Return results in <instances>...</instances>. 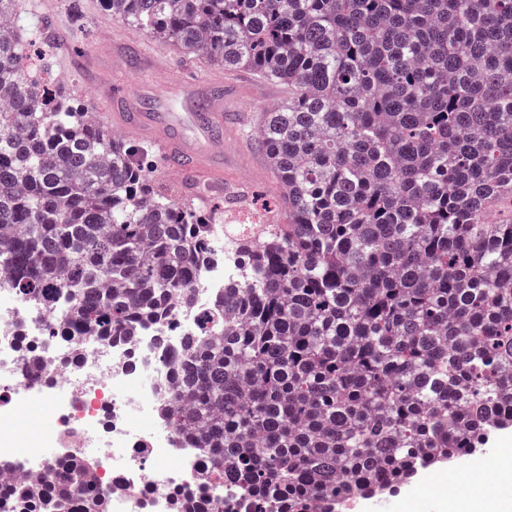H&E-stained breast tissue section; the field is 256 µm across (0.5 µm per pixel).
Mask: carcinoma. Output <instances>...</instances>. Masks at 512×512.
Masks as SVG:
<instances>
[{
  "instance_id": "cac0c4a2",
  "label": "carcinoma",
  "mask_w": 512,
  "mask_h": 512,
  "mask_svg": "<svg viewBox=\"0 0 512 512\" xmlns=\"http://www.w3.org/2000/svg\"><path fill=\"white\" fill-rule=\"evenodd\" d=\"M0 0V289L47 336L125 342L205 286L224 203L153 180ZM112 18L288 87L257 143L284 220L185 338L161 415L222 512H338L512 430V0H101ZM73 458L3 494L109 512ZM175 512H215L205 493Z\"/></svg>"
}]
</instances>
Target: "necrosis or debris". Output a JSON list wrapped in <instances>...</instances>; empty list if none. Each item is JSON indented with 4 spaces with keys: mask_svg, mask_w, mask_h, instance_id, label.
Returning <instances> with one entry per match:
<instances>
[{
    "mask_svg": "<svg viewBox=\"0 0 512 512\" xmlns=\"http://www.w3.org/2000/svg\"><path fill=\"white\" fill-rule=\"evenodd\" d=\"M238 234L224 229V254L211 263L207 283L191 299L174 297L173 316L162 327L146 325L131 341L108 345L96 337L76 346L68 340H44L52 318L42 306L27 302L11 289H0V392L6 408L37 397L45 415L57 421L56 451L26 448L28 427L0 425V465L7 476L43 480L71 455L89 456L96 466L101 495L112 512H171L175 497L191 493L205 468L198 449L180 437L159 412L161 399L174 387L176 355L185 336L198 332L200 315L211 298L224 290L235 269ZM43 364L39 378L24 372L29 358ZM147 420L139 427L137 418ZM127 490L116 493L113 482Z\"/></svg>",
    "mask_w": 512,
    "mask_h": 512,
    "instance_id": "4bbe7bcc",
    "label": "necrosis or debris"
}]
</instances>
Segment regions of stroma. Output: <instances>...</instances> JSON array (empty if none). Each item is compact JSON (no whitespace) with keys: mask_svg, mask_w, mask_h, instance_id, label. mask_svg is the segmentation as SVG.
Here are the masks:
<instances>
[{"mask_svg":"<svg viewBox=\"0 0 512 512\" xmlns=\"http://www.w3.org/2000/svg\"><path fill=\"white\" fill-rule=\"evenodd\" d=\"M79 6L85 31L73 35L67 31L68 0H25L26 9L40 23L61 34L50 65L56 75L62 76L64 91L91 107L105 128H117L104 95L107 85L149 87L153 96L142 106L146 112H191L194 103L182 98L186 87L207 83L223 88L224 151L239 165L230 170L229 180L218 186L216 193L224 200L225 223L239 225L243 239H251L250 226L260 211L258 197L275 199L280 195L254 134L262 112L287 99V87L265 81L246 69L227 71L206 65L199 58L183 56L173 43L113 19L100 0H79ZM438 474V467H431L384 502L357 501L355 512H438V502L450 492L448 483Z\"/></svg>","mask_w":512,"mask_h":512,"instance_id":"1","label":"stroma"}]
</instances>
